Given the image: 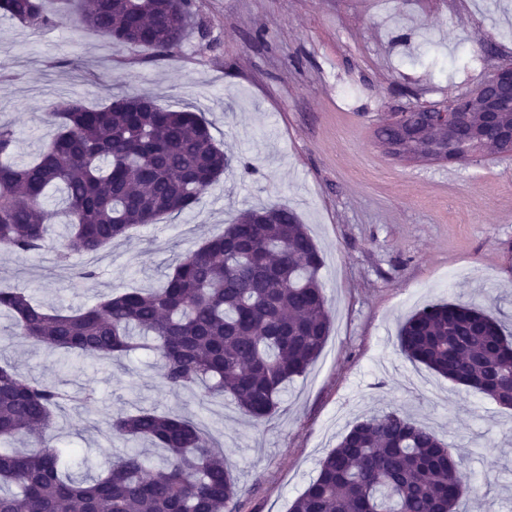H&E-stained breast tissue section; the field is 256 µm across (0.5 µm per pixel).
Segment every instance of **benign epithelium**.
Here are the masks:
<instances>
[{
  "label": "benign epithelium",
  "instance_id": "7a95c632",
  "mask_svg": "<svg viewBox=\"0 0 512 512\" xmlns=\"http://www.w3.org/2000/svg\"><path fill=\"white\" fill-rule=\"evenodd\" d=\"M420 120L435 132L453 137L461 128L481 142V151L512 154V63H502L472 90L461 93L448 103L419 104L386 120L383 129Z\"/></svg>",
  "mask_w": 512,
  "mask_h": 512
}]
</instances>
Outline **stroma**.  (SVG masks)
<instances>
[{"instance_id":"obj_1","label":"stroma","mask_w":512,"mask_h":512,"mask_svg":"<svg viewBox=\"0 0 512 512\" xmlns=\"http://www.w3.org/2000/svg\"><path fill=\"white\" fill-rule=\"evenodd\" d=\"M192 12L168 57L86 27L0 18V121L19 132L15 162L38 152L57 103L78 96L96 108L127 93L201 112L230 163L194 210L91 258L96 278L59 270L46 251L0 250V286L60 309L154 288L240 212L285 205L322 252L331 333L257 426L230 399L169 389L152 351L61 361L10 339L0 315V360L76 397L57 413L54 445L92 476L126 448L109 440L111 418L137 407L182 414L223 448L243 489L239 512H289L351 425L403 409L462 458L466 512H512V409L396 347L399 322L426 303L482 307L512 329V154L407 163L377 138L390 114L445 104L512 61V0H192Z\"/></svg>"}]
</instances>
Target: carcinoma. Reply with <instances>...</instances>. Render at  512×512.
I'll list each match as a JSON object with an SVG mask.
<instances>
[{
	"instance_id": "obj_1",
	"label": "carcinoma",
	"mask_w": 512,
	"mask_h": 512,
	"mask_svg": "<svg viewBox=\"0 0 512 512\" xmlns=\"http://www.w3.org/2000/svg\"><path fill=\"white\" fill-rule=\"evenodd\" d=\"M0 0V16L29 28L76 19L119 47L167 56L191 25V0ZM51 139L29 163L11 162L18 137L0 122V250L25 255L52 244L63 265L94 257L132 230L196 206L226 170L224 150L198 112L123 94L96 109L71 97L49 113ZM385 135L415 157L448 149L436 134ZM66 195L65 231L48 190ZM268 223L249 224L257 213ZM322 257L286 206L245 210L224 233L182 255L156 289L129 288L69 311L48 309L21 288L0 289L11 336L44 349L119 359L153 349L165 384L202 398L230 396L260 425L288 382L320 356L332 319ZM397 346L413 363L495 402L512 396V334L487 311L427 305L399 326ZM72 396L0 362V512H236L243 489L223 450L194 421L139 408L111 419L108 434L167 451L150 466L128 450L102 473L77 478L48 443L55 411ZM16 438L43 444L23 454ZM462 461L428 426L401 409L352 426L319 463L290 512H464Z\"/></svg>"
}]
</instances>
